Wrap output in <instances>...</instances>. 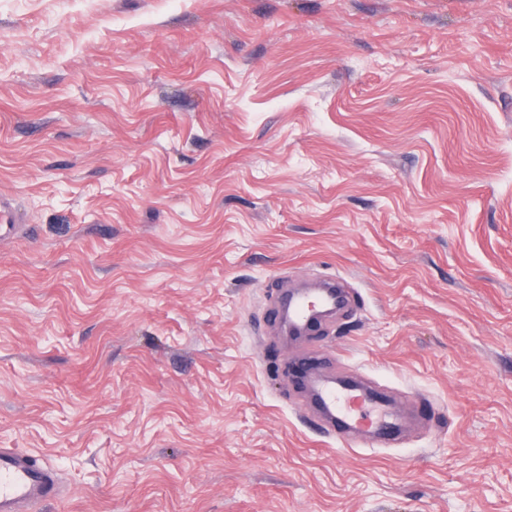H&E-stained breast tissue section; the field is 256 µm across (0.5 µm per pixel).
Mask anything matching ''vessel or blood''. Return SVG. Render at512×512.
Wrapping results in <instances>:
<instances>
[{
  "mask_svg": "<svg viewBox=\"0 0 512 512\" xmlns=\"http://www.w3.org/2000/svg\"><path fill=\"white\" fill-rule=\"evenodd\" d=\"M21 230L19 214L10 202L0 201V236L13 237ZM348 302V290L336 279L328 278L313 291L284 299L281 319L290 333L305 335L312 319ZM321 361L318 353L311 352L295 357L290 370L296 382L314 381L330 435L347 443L393 441L397 430L395 414L376 402L362 385L339 386L329 379L312 380L311 375ZM60 494V477L54 466L17 448H0V512H31L35 505Z\"/></svg>",
  "mask_w": 512,
  "mask_h": 512,
  "instance_id": "1",
  "label": "vessel or blood"
}]
</instances>
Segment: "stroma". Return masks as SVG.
I'll use <instances>...</instances> for the list:
<instances>
[{
    "label": "stroma",
    "instance_id": "35a3bbf8",
    "mask_svg": "<svg viewBox=\"0 0 512 512\" xmlns=\"http://www.w3.org/2000/svg\"><path fill=\"white\" fill-rule=\"evenodd\" d=\"M0 198L34 512H512V0H0ZM303 351L438 413L346 446ZM22 230L21 218L10 202L0 201V236L14 237ZM348 302V290L335 278H327L311 292L285 298L281 302V319L290 333L307 335L311 333L309 325L313 318L321 320L326 312ZM322 359L317 352L295 357L290 363L294 380L298 383L309 381L313 371L321 364Z\"/></svg>",
    "mask_w": 512,
    "mask_h": 512
}]
</instances>
